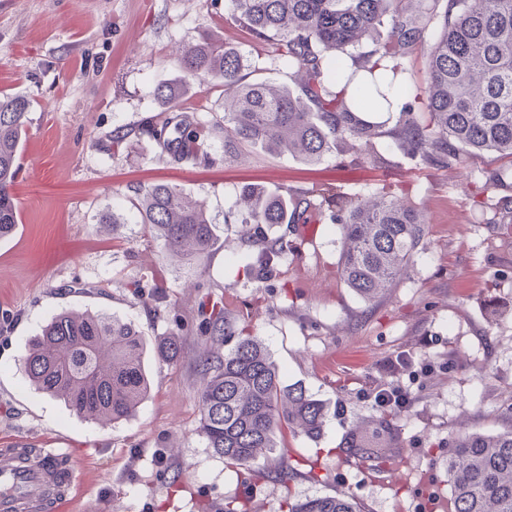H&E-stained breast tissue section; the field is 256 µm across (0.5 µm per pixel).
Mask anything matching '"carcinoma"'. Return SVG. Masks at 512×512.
<instances>
[{"mask_svg":"<svg viewBox=\"0 0 512 512\" xmlns=\"http://www.w3.org/2000/svg\"><path fill=\"white\" fill-rule=\"evenodd\" d=\"M230 0L235 21L255 38L275 45L276 55L302 76L300 91L244 80L245 63L224 39L206 35L185 44L179 57L183 79L161 83L157 100L168 112L159 126L112 132L118 148L148 136L174 163L208 155L224 141V159L244 145L286 152L307 165L351 145L383 163L375 140L394 135L402 157L416 164L451 168L470 153L492 151L512 165V0ZM437 32L422 80L399 112H391L390 89L405 71L404 60ZM369 39L374 48L361 50ZM355 83L372 101L360 111L330 89ZM223 87L222 115L202 119L182 110L193 86ZM27 98L0 93V239L20 223L12 189L19 169L28 113ZM394 122L385 129V122ZM243 209L224 214V223L251 225L260 246L244 275L263 284L278 269L293 243L265 242L269 224H312L323 207L339 226L342 252L338 272L362 298L372 300L395 286L415 256L428 226L405 200H363L322 194L314 204L306 192L288 198L248 185ZM131 208L150 237L168 254L192 261L218 240L217 224L203 202L176 186L157 182L134 188ZM202 332L212 343L199 364V432L207 447L228 464L252 472L261 456L286 432L312 439L336 416L301 385H285L261 340L243 333L216 296L201 306ZM163 364L177 362L179 334L171 331L149 345L138 324L106 312L61 311L31 338L23 367L35 390L56 398L81 419L114 424L129 419L150 396L144 354ZM399 448L391 418L375 416L346 432L339 445L347 459L383 464ZM449 512H512V428L496 433L466 432L448 440ZM288 512H364L354 498L305 497Z\"/></svg>","mask_w":512,"mask_h":512,"instance_id":"cac0c4a2","label":"carcinoma"}]
</instances>
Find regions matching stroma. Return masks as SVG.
<instances>
[{
  "instance_id": "obj_1",
  "label": "stroma",
  "mask_w": 512,
  "mask_h": 512,
  "mask_svg": "<svg viewBox=\"0 0 512 512\" xmlns=\"http://www.w3.org/2000/svg\"><path fill=\"white\" fill-rule=\"evenodd\" d=\"M227 0H0V90L30 99L28 138L13 188L21 223L0 240V443L23 437L74 455L78 490L67 512H280L286 497L345 493L366 512H426L428 494L447 497L449 439L458 431H499L512 401V318L489 323L486 307H512V256L496 247L512 213L473 206L478 175L500 170L484 152L454 168L402 162L394 140L376 141L392 158L376 166L349 149L320 165L223 145L176 164L150 138L113 150L119 127L165 117L154 91L177 83V54L207 33L250 62L248 80L285 84L286 63L270 43L225 19ZM164 181L204 201L220 238L193 263L179 262L144 225L101 228L111 211L128 213L129 187ZM288 193L328 189L406 194L428 221L409 269L368 304L337 275L339 232L331 221L301 226L305 243L285 256L268 287L244 277L254 249L224 223L244 185ZM147 284L143 303L130 288ZM221 296L239 325L264 343L284 384L342 407L312 441L285 436L269 463L293 465L288 482H256L207 448L198 432V363L209 347L200 304ZM104 310L135 320L146 342L181 329L171 365L146 357L152 397L126 422L83 420L63 402L32 390L22 369L31 336L59 311ZM432 369L409 375L403 359ZM402 385L413 403L397 418L404 449L379 469L347 461L336 448L352 420L377 414V391Z\"/></svg>"
}]
</instances>
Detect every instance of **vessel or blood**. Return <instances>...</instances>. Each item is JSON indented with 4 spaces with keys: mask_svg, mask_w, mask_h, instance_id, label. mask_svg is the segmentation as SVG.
Instances as JSON below:
<instances>
[{
    "mask_svg": "<svg viewBox=\"0 0 512 512\" xmlns=\"http://www.w3.org/2000/svg\"><path fill=\"white\" fill-rule=\"evenodd\" d=\"M60 448H27L16 438L0 448V512H61L69 495L50 496L56 464L69 459Z\"/></svg>",
    "mask_w": 512,
    "mask_h": 512,
    "instance_id": "vessel-or-blood-1",
    "label": "vessel or blood"
}]
</instances>
